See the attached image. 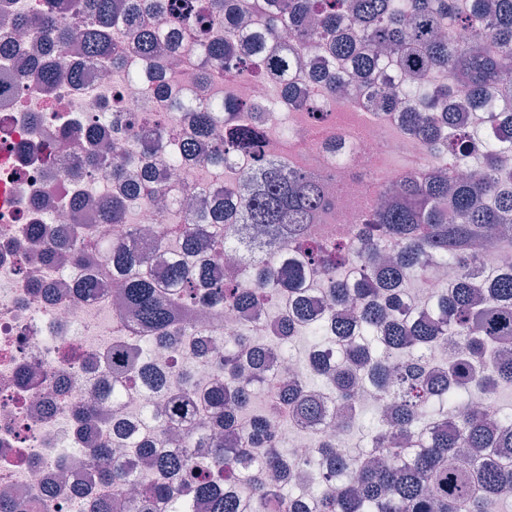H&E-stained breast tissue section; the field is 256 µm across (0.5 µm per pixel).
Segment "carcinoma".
Returning <instances> with one entry per match:
<instances>
[{
	"label": "carcinoma",
	"mask_w": 512,
	"mask_h": 512,
	"mask_svg": "<svg viewBox=\"0 0 512 512\" xmlns=\"http://www.w3.org/2000/svg\"><path fill=\"white\" fill-rule=\"evenodd\" d=\"M215 20L192 0H47L45 10L22 16L48 58H64L71 41L64 15L87 14L94 26L82 32L80 49L90 59L122 61L110 43L120 27L136 39L140 57L162 69V31L197 30L198 79L208 83L224 71L260 76L276 72L283 84L303 55H322V95L341 98L365 91L364 111H400V130L441 158L433 174H413L378 187L389 199L369 202L352 224L353 238L315 231L332 204L323 179L305 170H285L272 156L259 160L239 189L224 187L213 209L183 213V223L162 224L147 250L132 252L101 238L86 224L62 237L40 227L43 257L65 250L80 261L97 252L124 277L123 302L135 329L174 355L200 353L191 305L218 310L275 306L281 330L256 341L246 330L224 338L217 381L198 389L189 372L173 381L150 371L147 358L130 344L102 356L112 380L146 385L163 400L151 417L153 439L135 442L149 465L141 479L134 466L114 456L112 445L89 433L86 453L98 470L100 489L91 512H191L198 497L211 512H309L303 490L274 480L284 469L285 436L272 419L315 435V464L338 476L336 486L315 497V512H497L512 498V416L491 417L469 405L472 392L512 387V263L486 273L474 258L477 247L512 254V0H233ZM148 12L159 27L137 26ZM310 123L324 121L317 103L297 100ZM475 112L482 121L464 129L456 113ZM260 108L226 96L220 107L195 114L183 152L211 136L219 122L230 126L224 146L203 159L228 165L241 151H258L253 129L240 114ZM162 132L129 130L112 161V182L129 199L136 194L130 167ZM107 131L88 137L86 159L94 164ZM126 205L112 199L105 216L126 220ZM235 247L242 277L211 275L203 252ZM178 233L184 250L171 257L166 283L151 269L164 237ZM294 248L279 250L282 240ZM449 261L457 276L420 304L408 302L405 284L427 281L430 264ZM315 269L326 278L325 310L314 314L306 283ZM295 327L336 337L334 354L304 359L307 374L288 386L268 371V357L295 339ZM448 362L429 354L448 345ZM324 381L309 385L307 375ZM377 388L385 404L363 429L355 391ZM270 400L252 408L262 389ZM96 401L81 404L82 426L107 418L110 396L95 385ZM176 448H159L170 430ZM357 433L348 448L343 438ZM207 449L200 463L199 450Z\"/></svg>",
	"instance_id": "obj_1"
}]
</instances>
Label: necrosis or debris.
<instances>
[{
	"label": "necrosis or debris",
	"mask_w": 512,
	"mask_h": 512,
	"mask_svg": "<svg viewBox=\"0 0 512 512\" xmlns=\"http://www.w3.org/2000/svg\"><path fill=\"white\" fill-rule=\"evenodd\" d=\"M45 0H9L0 8V44L13 52L0 57V69L10 73L0 83V489L22 493L37 502L39 512H87V489L98 483L89 465L73 411L84 399L92 375L103 373L99 354L129 338L130 328L118 318L121 303L111 269L101 261L88 268L71 260L46 262L32 257V229L37 224H97L107 237L131 250H140L145 229L165 223L166 212L155 201L185 183L199 184V207L223 194L228 180L244 181L253 168L250 156L235 160L234 174L200 164L170 160L177 143L161 138L154 154L143 156L152 179L144 194L133 200V223L105 224L99 204L113 195L112 148L122 141L127 122L147 128H188L200 107L215 105L214 87H201L199 59L189 51L196 38L186 29L179 53L164 71L171 91L188 104L173 114L166 99L153 91L154 71L139 61L126 31L115 38L127 58L122 68L100 62L85 65L77 80L60 72L45 84L32 76L34 55L19 39V15L44 11ZM398 116L364 113L361 122H335L319 129L301 124L294 110L264 113L258 135L269 154L288 155V130L297 128V158L309 165L328 164L335 157L331 137L341 133L354 150L347 157L350 169L378 177L381 159L389 152L424 158L419 142L387 137ZM110 130L109 149L100 151L98 166L85 159V134ZM95 273L101 291L90 300H76L70 288L85 272ZM191 319L205 335L215 337L247 328L269 335L279 316L268 309L248 314H217L199 308ZM149 360L167 370H189L197 386L208 387L215 378L213 363L198 355L178 358L159 347L150 348ZM29 379H21V370Z\"/></svg>",
	"instance_id": "1"
}]
</instances>
